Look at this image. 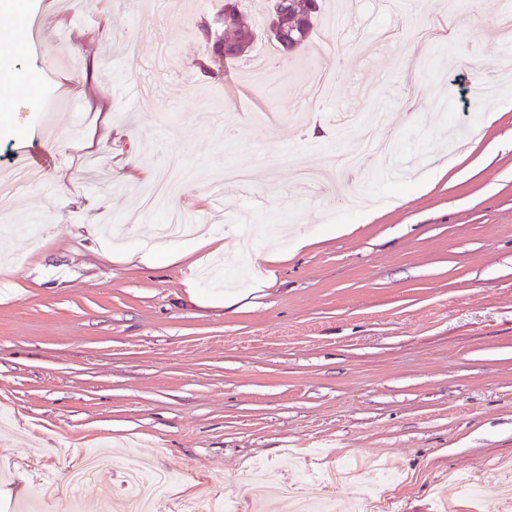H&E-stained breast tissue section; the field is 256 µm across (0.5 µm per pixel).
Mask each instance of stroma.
<instances>
[{
  "label": "stroma",
  "mask_w": 512,
  "mask_h": 512,
  "mask_svg": "<svg viewBox=\"0 0 512 512\" xmlns=\"http://www.w3.org/2000/svg\"><path fill=\"white\" fill-rule=\"evenodd\" d=\"M375 2L322 0L260 80L209 62L224 0L0 14L28 31L0 166L48 158L0 225V512H512L507 0H457L437 42L441 0ZM302 65L331 100L284 79ZM339 111L384 121L360 142ZM173 208L225 250L146 243Z\"/></svg>",
  "instance_id": "stroma-1"
}]
</instances>
